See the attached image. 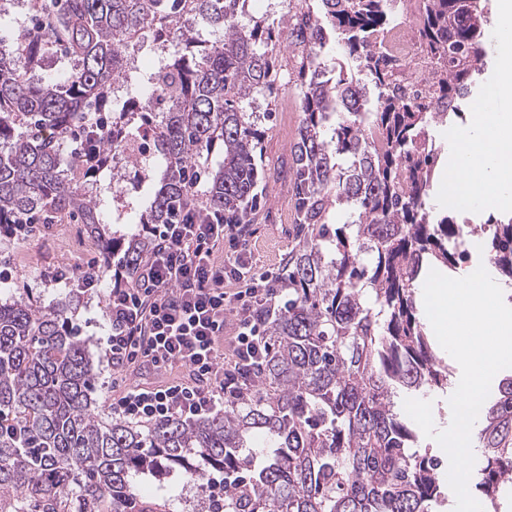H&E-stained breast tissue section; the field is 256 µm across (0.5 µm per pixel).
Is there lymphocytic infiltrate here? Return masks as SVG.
<instances>
[{
	"instance_id": "lymphocytic-infiltrate-1",
	"label": "lymphocytic infiltrate",
	"mask_w": 512,
	"mask_h": 512,
	"mask_svg": "<svg viewBox=\"0 0 512 512\" xmlns=\"http://www.w3.org/2000/svg\"><path fill=\"white\" fill-rule=\"evenodd\" d=\"M148 232L151 258L107 297L104 343L112 367L165 378L113 391L112 415L147 424L221 413L262 365L267 322L284 306V271L256 266L250 225L225 223L219 212Z\"/></svg>"
}]
</instances>
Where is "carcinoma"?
I'll return each instance as SVG.
<instances>
[{
  "label": "carcinoma",
  "instance_id": "1",
  "mask_svg": "<svg viewBox=\"0 0 512 512\" xmlns=\"http://www.w3.org/2000/svg\"><path fill=\"white\" fill-rule=\"evenodd\" d=\"M27 2L35 23L0 37V225L75 219L135 279L152 238L109 219L104 176L145 123L150 191L133 208L138 223L174 224L188 212L255 223L269 177L261 122L273 112H258L257 97L275 96L282 67L274 23L245 18L247 0ZM317 2L288 10L301 119L274 175L305 233L285 260L288 304L266 326L262 369L220 415L106 421L67 306L0 300V512H175L164 499L144 506L137 492L175 477L194 486L197 512H217L205 472L227 475L224 512H436L445 501L440 461L415 450L418 432L398 400L448 391L451 371L417 316L415 283L432 269L457 271L473 228L449 214L430 219L438 148L427 127L461 117L482 74L484 32L473 18L485 17L486 2L420 0V32L445 67L420 99L401 95L382 49L389 0ZM146 28L170 43L153 71L129 54ZM201 29L220 38L203 41ZM331 32L362 78L328 77ZM158 96L166 110L145 111ZM217 143L224 160L210 171L201 159ZM334 205L357 218L327 223ZM486 226L487 261L512 284V219ZM367 288L376 312L363 305ZM479 421L478 487L500 512L512 498V374Z\"/></svg>",
  "mask_w": 512,
  "mask_h": 512
}]
</instances>
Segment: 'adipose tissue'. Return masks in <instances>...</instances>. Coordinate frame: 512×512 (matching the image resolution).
Here are the masks:
<instances>
[{
	"label": "adipose tissue",
	"instance_id": "obj_1",
	"mask_svg": "<svg viewBox=\"0 0 512 512\" xmlns=\"http://www.w3.org/2000/svg\"><path fill=\"white\" fill-rule=\"evenodd\" d=\"M499 28L504 37L500 54L504 60L493 95L512 98V0H496ZM465 146L448 164L451 182L449 205L455 210H469L473 199L497 211H512V167L498 162L499 156L512 153V113L488 110L478 105L472 121L455 132Z\"/></svg>",
	"mask_w": 512,
	"mask_h": 512
}]
</instances>
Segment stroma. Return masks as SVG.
I'll use <instances>...</instances> for the list:
<instances>
[{
    "label": "stroma",
    "instance_id": "obj_1",
    "mask_svg": "<svg viewBox=\"0 0 512 512\" xmlns=\"http://www.w3.org/2000/svg\"><path fill=\"white\" fill-rule=\"evenodd\" d=\"M280 89L274 99V112L262 140V157L274 164L286 159L293 144L298 122L299 90L293 73L280 72ZM264 219L256 224L255 255L261 264L282 260L301 236L294 222V200L287 186L273 184L268 188ZM103 263L99 241L84 224L67 225L65 232L49 226L44 232L25 240L0 237V265L10 267L12 279L0 282V296L24 295L37 304L48 306L65 303L69 315L82 329L93 354L96 371L94 397L104 413L112 411V385H132L139 377L108 367L103 339L107 334L106 298L115 286L114 274L101 276L98 289L81 292L67 282L57 281L59 271H78L88 261Z\"/></svg>",
    "mask_w": 512,
    "mask_h": 512
}]
</instances>
